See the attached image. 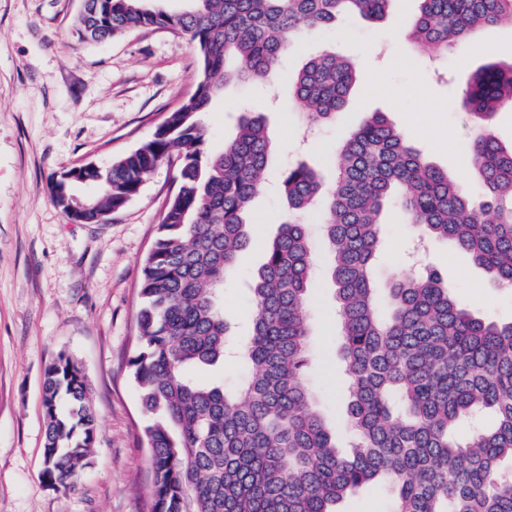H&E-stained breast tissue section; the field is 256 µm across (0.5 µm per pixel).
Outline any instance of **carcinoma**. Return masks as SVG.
<instances>
[{
  "instance_id": "obj_1",
  "label": "carcinoma",
  "mask_w": 512,
  "mask_h": 512,
  "mask_svg": "<svg viewBox=\"0 0 512 512\" xmlns=\"http://www.w3.org/2000/svg\"><path fill=\"white\" fill-rule=\"evenodd\" d=\"M76 34L103 42L133 29L183 33L201 59L197 90L150 140L105 170L81 169L96 187L97 223L122 208L161 162L175 156L179 189L139 275L136 347L128 364L148 424L153 480L146 512H338L367 485H388L390 512H512V321L468 309L434 266L382 282L380 216L395 202L418 237L466 252L500 288H512V147L488 125L512 101V62L473 73L463 108L476 133L471 157L481 198L429 163L382 112L357 126L331 158L336 182L297 163L282 175L288 220L248 276L255 306L237 354L249 367L235 389L204 383L195 370L224 363L232 328L217 305L226 274L250 246L247 211L272 150L266 121L245 113L224 151L208 155L200 115L230 82H268L290 40L344 12L377 20L392 0H192L167 13L153 0H85ZM411 36L423 51L448 53L477 29L512 25V0H417ZM240 61L237 67L232 62ZM352 64L332 53L307 63L294 97L311 125L331 121L347 100ZM62 207L73 184L57 178ZM330 249L340 357L347 378V443L336 441L304 382L309 365L313 281L308 225L321 197ZM45 480L67 490L93 448L96 417L79 365L60 354L43 381ZM490 413L465 439L455 429Z\"/></svg>"
}]
</instances>
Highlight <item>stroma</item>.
<instances>
[{"label":"stroma","instance_id":"35a3bbf8","mask_svg":"<svg viewBox=\"0 0 512 512\" xmlns=\"http://www.w3.org/2000/svg\"><path fill=\"white\" fill-rule=\"evenodd\" d=\"M81 8L82 0H0V512H144L151 484L128 359L136 345L140 265L177 190L176 171L161 164L121 210L97 224L71 221L53 202L50 182L86 164L107 166L151 139L167 112L195 93L201 62L187 36L162 28L105 43L79 41ZM416 11V0H394L378 21L340 14L332 27L293 41L277 79L231 83L203 115L207 152L223 150L244 112L265 116L274 146L248 215L251 246L227 276L220 301L238 336L248 335L254 309L243 278L261 264L288 213L278 190L282 172L303 162L333 181L330 154L372 113H385L428 161L478 196L463 92L473 71L512 60V25L479 28L467 63L453 52L433 61L410 40ZM326 51L350 60L356 80L335 120L306 138L292 78ZM376 78L400 89V97L366 95ZM448 130L451 139L429 138ZM323 218L319 211L306 218L317 262L306 381L319 411L343 436L347 388ZM382 220L379 276L409 272L414 228L395 205ZM425 261L445 270L472 311L512 320V290L492 287L464 252L438 241ZM62 352L82 367L97 418L92 452L68 490L42 478V385Z\"/></svg>","mask_w":512,"mask_h":512}]
</instances>
